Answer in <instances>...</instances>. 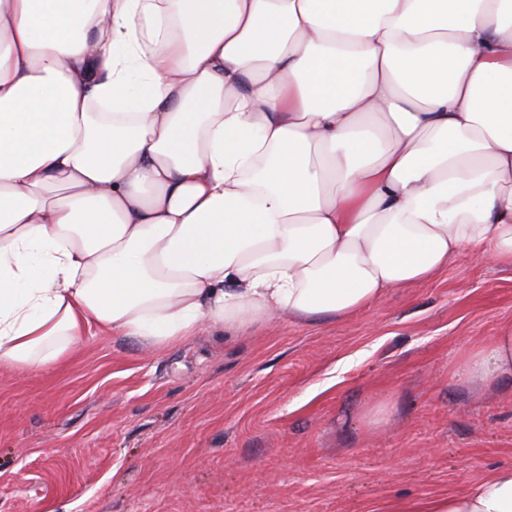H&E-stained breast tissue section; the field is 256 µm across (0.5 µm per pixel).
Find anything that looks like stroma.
I'll return each mask as SVG.
<instances>
[{
    "label": "stroma",
    "mask_w": 512,
    "mask_h": 512,
    "mask_svg": "<svg viewBox=\"0 0 512 512\" xmlns=\"http://www.w3.org/2000/svg\"><path fill=\"white\" fill-rule=\"evenodd\" d=\"M507 323L512 268L466 253L346 321L162 352L91 332L56 370H0V512H377L462 489L512 466V382L451 378Z\"/></svg>",
    "instance_id": "obj_1"
}]
</instances>
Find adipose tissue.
<instances>
[{"label": "adipose tissue", "instance_id": "adipose-tissue-1", "mask_svg": "<svg viewBox=\"0 0 512 512\" xmlns=\"http://www.w3.org/2000/svg\"><path fill=\"white\" fill-rule=\"evenodd\" d=\"M512 267V0H0V369ZM453 377L512 380V324ZM382 512H512V466Z\"/></svg>", "mask_w": 512, "mask_h": 512}]
</instances>
